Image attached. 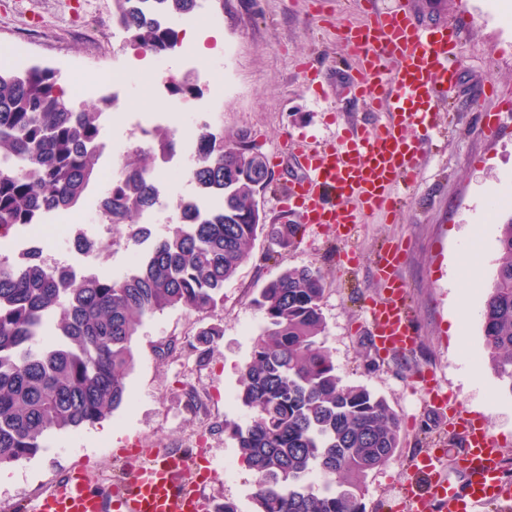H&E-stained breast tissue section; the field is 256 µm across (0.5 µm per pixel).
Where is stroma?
<instances>
[{
    "label": "stroma",
    "mask_w": 512,
    "mask_h": 512,
    "mask_svg": "<svg viewBox=\"0 0 512 512\" xmlns=\"http://www.w3.org/2000/svg\"><path fill=\"white\" fill-rule=\"evenodd\" d=\"M76 13L64 12L60 0H0V68L49 67L75 104L94 106L99 97L84 94L92 84L111 97L104 81L110 72L114 0H73ZM379 7L406 8L426 24L457 34L461 80L441 112L446 137L439 156L425 159L408 192L407 207L393 218H363L347 238L317 225L306 226L297 245L278 250L257 237L250 259L224 285V303L214 315L185 309L167 310L145 320L134 343L135 365L128 377L130 398L113 416L65 435H50L32 459L0 467V502L9 508L37 498L65 472L81 467L108 484L129 462L117 449L138 443L143 448H181L202 437L214 478L204 493L213 501L230 498L251 512L255 476L245 466L224 472L235 459L225 421L246 423L249 414L236 400L240 371L262 325L252 300L284 269L319 268L326 291L322 313L324 345L344 381L366 386L383 396L403 418L400 447L385 465L365 480L364 503L373 512L378 500L393 492L410 459L418 452L443 447L452 432L450 416L438 415L429 396L414 380L415 372L432 373L440 390L451 393L471 414L483 415L504 439L505 477L512 481V389L481 365L483 337L479 313L484 287L497 267L500 226L512 217V0H377ZM321 23H314L313 15ZM217 25L194 26L197 43L229 47L227 61L234 91L217 103L224 138L266 159H274L286 138L332 140L346 124H370L375 113L351 98L349 65L342 57L340 32L362 20L350 0H224ZM322 68L306 83L302 60ZM152 74L128 75L121 98L136 112L167 109L169 97L149 93ZM494 83L496 97L479 93ZM500 123L483 132L487 114ZM407 250L398 276L405 282L418 342L396 356L377 355L366 328V304L380 291L372 267L385 242ZM134 246L117 241L109 255L92 258L75 240L42 250L48 263L77 269L114 272L130 262ZM356 253L353 261L344 260ZM479 264L480 281L470 283L472 308L464 327V346L453 339L454 297L460 287L459 266ZM216 328L205 359L184 350L182 342ZM198 405L186 408V393Z\"/></svg>",
    "instance_id": "stroma-1"
}]
</instances>
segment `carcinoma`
I'll return each instance as SVG.
<instances>
[{
    "instance_id": "cac0c4a2",
    "label": "carcinoma",
    "mask_w": 512,
    "mask_h": 512,
    "mask_svg": "<svg viewBox=\"0 0 512 512\" xmlns=\"http://www.w3.org/2000/svg\"><path fill=\"white\" fill-rule=\"evenodd\" d=\"M128 42L158 55L178 46L161 15L186 14L197 0H115ZM102 113L66 97L56 73L0 70V239L42 215L68 211L90 185L103 183ZM191 177L215 200L208 208L179 200L181 220L164 235L135 226L157 203L152 175L175 152L165 129L133 143L120 178L106 184L102 214L144 246L123 275L76 278L33 247L0 253V466L36 456L51 433L70 434L112 416L128 397L131 344L144 320L167 309L210 315L224 283L265 235L288 250L302 225L268 224L256 194L269 179L261 155L224 141L212 124L196 130ZM499 262L480 318L485 360L512 391V218L500 225ZM326 290L320 269L292 267L253 300L262 314L238 399L249 421L224 423L255 474L253 512H365L366 475L393 457L403 423L387 401L336 373L323 345ZM50 335L52 345L41 338Z\"/></svg>"
}]
</instances>
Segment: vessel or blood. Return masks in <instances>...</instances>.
I'll list each match as a JSON object with an SVG mask.
<instances>
[{"mask_svg": "<svg viewBox=\"0 0 512 512\" xmlns=\"http://www.w3.org/2000/svg\"><path fill=\"white\" fill-rule=\"evenodd\" d=\"M342 40L355 74L349 91L381 118L342 128L332 141L296 143L303 175L281 191L285 216L339 235L352 231L362 216L402 210L397 189L412 183L428 148L426 134L459 85L455 32L424 25L406 9L371 8L362 24L344 30ZM406 258L403 245L391 241L374 264L382 292L367 316L381 352L404 351L417 342L408 292L397 275ZM452 419L461 447L449 475L440 474L430 454L421 455L398 483V512H482L512 505L497 436L462 409ZM128 455L137 464L110 491L78 471L38 497L31 512H205L204 497L192 487L191 457L142 448Z\"/></svg>", "mask_w": 512, "mask_h": 512, "instance_id": "b4317fda", "label": "vessel or blood"}]
</instances>
